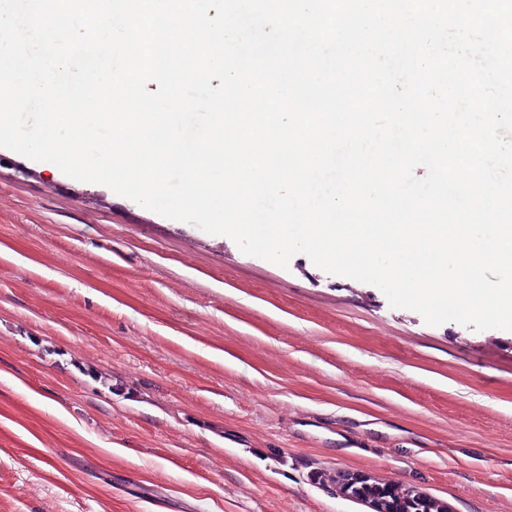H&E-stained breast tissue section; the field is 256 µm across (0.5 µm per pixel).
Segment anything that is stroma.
Here are the masks:
<instances>
[{"label":"stroma","instance_id":"1","mask_svg":"<svg viewBox=\"0 0 512 512\" xmlns=\"http://www.w3.org/2000/svg\"><path fill=\"white\" fill-rule=\"evenodd\" d=\"M512 512V331L243 253L0 148V512ZM362 479V474L355 473L352 481L356 483ZM334 483L344 496L353 499L379 500L384 508L381 512H448V504L442 500L412 488L399 493L391 485L379 482L372 477L350 486L345 481L344 473H340Z\"/></svg>","mask_w":512,"mask_h":512}]
</instances>
